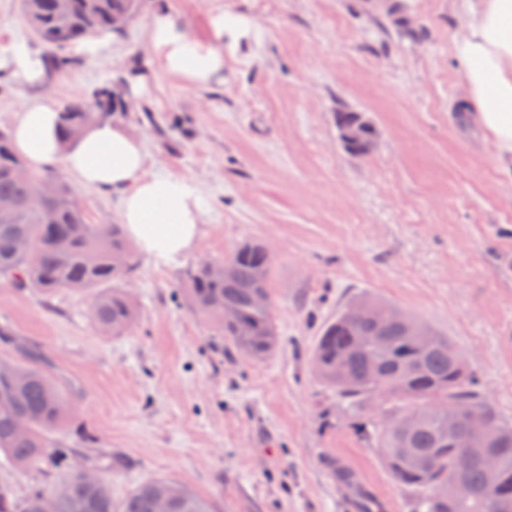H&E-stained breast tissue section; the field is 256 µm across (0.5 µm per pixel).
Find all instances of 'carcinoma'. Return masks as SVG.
I'll use <instances>...</instances> for the list:
<instances>
[{"instance_id": "carcinoma-1", "label": "carcinoma", "mask_w": 512, "mask_h": 512, "mask_svg": "<svg viewBox=\"0 0 512 512\" xmlns=\"http://www.w3.org/2000/svg\"><path fill=\"white\" fill-rule=\"evenodd\" d=\"M20 0L31 33L57 50L48 59L54 73L67 72L72 60L60 50L91 36L113 34L112 16L135 17L142 0ZM116 89L105 84L92 100L62 108L61 135L125 117ZM354 112L336 113L337 136L344 151L360 157L368 137L350 140ZM56 184V193L32 205L37 186ZM15 204L0 217V278L42 293L60 289L90 294L89 318L101 333L122 335L134 324L137 309L121 282L140 265L121 224H92L79 207L64 169L33 171L14 149L11 133L0 129V200ZM222 268L216 275L211 265ZM273 258L259 241H245L214 263L200 261L184 276L192 311L216 333L254 360L277 349L279 339L269 282ZM236 311L224 319V309ZM414 316L394 304L362 294L343 304L321 325L311 353L319 381L336 394L346 415L366 416L375 393L381 420L367 432L392 478L414 491L413 512H492L498 501L512 502V424L504 421L481 390L473 370L455 365L459 350L432 327L425 337L411 334ZM68 407L43 358L30 353L24 362L0 361V454L20 469L66 464L67 477L55 491L36 489L19 497L0 484V512H213L211 502L168 478L147 480L120 503L104 478H87L84 463L67 462L49 434L67 419ZM482 428V447L467 442L472 423ZM494 450L501 460L499 483L486 487L482 455ZM457 482L473 496L457 498Z\"/></svg>"}]
</instances>
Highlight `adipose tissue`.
I'll return each mask as SVG.
<instances>
[{"mask_svg": "<svg viewBox=\"0 0 512 512\" xmlns=\"http://www.w3.org/2000/svg\"><path fill=\"white\" fill-rule=\"evenodd\" d=\"M466 35L455 54L468 86L463 107L493 142L512 173V0H462ZM216 20L213 37L189 36L172 17L155 18L150 38L165 69L205 86L224 73V32ZM60 112L48 98L26 105L13 135L17 149L36 169L64 164L78 183L117 194L120 219L140 251L157 261L190 252L200 236L206 210L197 186L187 178L147 173V155L138 137L113 124H94L75 140L59 138Z\"/></svg>", "mask_w": 512, "mask_h": 512, "instance_id": "adipose-tissue-1", "label": "adipose tissue"}]
</instances>
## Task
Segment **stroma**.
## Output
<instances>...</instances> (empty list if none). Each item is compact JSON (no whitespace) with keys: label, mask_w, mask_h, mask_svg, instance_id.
Returning <instances> with one entry per match:
<instances>
[{"label":"stroma","mask_w":512,"mask_h":512,"mask_svg":"<svg viewBox=\"0 0 512 512\" xmlns=\"http://www.w3.org/2000/svg\"><path fill=\"white\" fill-rule=\"evenodd\" d=\"M223 14L224 79L196 86L167 72L150 40L174 17L199 40ZM460 0H146L120 36L70 48L69 76L38 85L0 78V128L40 96L89 99L104 82L144 78L125 117L149 170L192 180L207 211L196 247L169 262L142 258L128 279L138 318L100 334L88 294H50L0 279V359L39 351L68 405L52 440L104 471L114 502L166 477L215 512H340L337 466L351 467L382 512H412L414 495L350 424L310 358L323 321L368 293L448 334L512 423V176L460 109L467 88L454 44ZM413 36H405V29ZM44 60L19 0H0V56ZM341 109L366 113L381 136L363 158L344 152ZM91 223L120 221V198L77 186ZM245 240L274 257L270 291L279 347L257 361L230 348L189 309L185 270ZM62 467L0 460V483L51 490Z\"/></svg>","instance_id":"stroma-1"}]
</instances>
